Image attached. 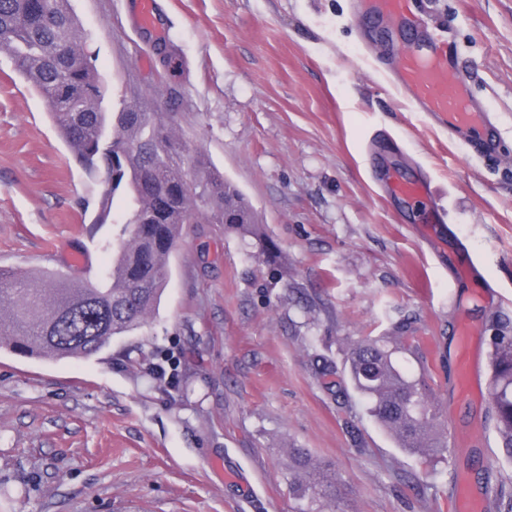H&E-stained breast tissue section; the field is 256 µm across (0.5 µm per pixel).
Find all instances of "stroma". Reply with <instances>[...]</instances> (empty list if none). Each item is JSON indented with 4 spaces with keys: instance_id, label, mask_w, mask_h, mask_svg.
Listing matches in <instances>:
<instances>
[{
    "instance_id": "obj_1",
    "label": "stroma",
    "mask_w": 512,
    "mask_h": 512,
    "mask_svg": "<svg viewBox=\"0 0 512 512\" xmlns=\"http://www.w3.org/2000/svg\"><path fill=\"white\" fill-rule=\"evenodd\" d=\"M106 106L138 101L174 115L244 194L280 246L189 224L157 313L82 358L0 350V512H295L287 452L335 463L339 512H448L466 480L494 512L512 485L488 402L456 392L459 326L512 323V0H420L415 18L364 14L360 0H72ZM441 25L466 66L499 148L467 157L390 89L373 56L394 63L433 48ZM431 181L444 223L386 189ZM89 179L46 102L0 59V268L22 277H102L130 207L116 194L96 223ZM474 258L489 294L459 278ZM408 321L418 373L428 364L451 460L430 468L397 448L343 373L349 344ZM330 363L322 372L317 356Z\"/></svg>"
}]
</instances>
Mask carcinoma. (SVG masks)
<instances>
[{
    "label": "carcinoma",
    "instance_id": "cac0c4a2",
    "mask_svg": "<svg viewBox=\"0 0 512 512\" xmlns=\"http://www.w3.org/2000/svg\"><path fill=\"white\" fill-rule=\"evenodd\" d=\"M0 0V55L47 102L58 132L91 179L106 174L95 220L106 223L109 201L121 190L131 205L125 233L113 249L106 277L73 282L56 274L13 288L15 275L0 268V348L57 359L97 353L114 336L131 333L153 317L166 286L169 258L186 224H237L269 260L279 246L259 234L251 207L237 187L199 153H190L174 119L144 112L137 102L107 111L102 83L71 0ZM491 407L501 457L512 463V328L491 316ZM401 337L366 338L352 344L348 375L366 412L396 447L431 465L445 458L448 439L433 411L424 374L402 371L395 355ZM289 485L298 512H336L338 473L330 462L302 448L288 454ZM495 512H512V489L501 485Z\"/></svg>",
    "mask_w": 512,
    "mask_h": 512
}]
</instances>
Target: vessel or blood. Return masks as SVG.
<instances>
[{"label":"vessel or blood","mask_w":512,"mask_h":512,"mask_svg":"<svg viewBox=\"0 0 512 512\" xmlns=\"http://www.w3.org/2000/svg\"><path fill=\"white\" fill-rule=\"evenodd\" d=\"M414 0H366V11L391 18H403L413 12ZM393 84L405 92L411 106L427 113L449 134L476 154L494 150L497 133L487 112L478 108L469 93L467 78L453 58L450 48H439L430 55L405 54L398 59ZM392 194L414 203L430 196L427 182L391 178Z\"/></svg>","instance_id":"vessel-or-blood-1"}]
</instances>
